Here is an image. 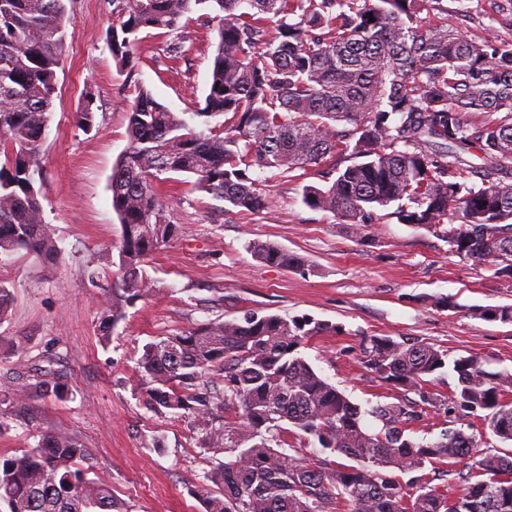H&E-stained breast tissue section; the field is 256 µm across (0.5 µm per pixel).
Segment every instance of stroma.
<instances>
[{"instance_id":"obj_1","label":"stroma","mask_w":512,"mask_h":512,"mask_svg":"<svg viewBox=\"0 0 512 512\" xmlns=\"http://www.w3.org/2000/svg\"><path fill=\"white\" fill-rule=\"evenodd\" d=\"M69 33L58 72L49 133L40 146L41 203L60 248L48 265L23 253L0 256V285L14 294L0 321V382L53 366L67 400L36 397L23 408L0 403V455L33 447L39 432H69L92 452L96 477L130 512H204L198 476L210 468L190 424L145 408L131 383L144 344L244 311L326 321L302 355L361 405L394 402L400 390L362 364L373 337L421 340L449 357L472 355L491 371H512V323L489 322L472 307L512 306V282L487 265L452 254L423 229L386 210L361 235L332 213L308 208L305 183L265 173L268 205L250 213L195 190L180 175L158 185L178 236L146 266L156 291L127 306L108 346L97 339L102 302L117 279L120 225L112 210V170L128 144L127 112L139 88L176 113L195 111L209 87L217 35L204 8L177 26L140 33L129 71L106 48V32L129 0H66ZM448 9L449 24L478 36L492 28L512 42V0H424L421 18ZM183 49L173 58V45ZM91 103L93 122L77 114ZM303 258L299 268L260 261L256 243ZM448 299L456 310L437 306Z\"/></svg>"}]
</instances>
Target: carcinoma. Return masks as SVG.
Segmentation results:
<instances>
[{
	"label": "carcinoma",
	"instance_id": "1",
	"mask_svg": "<svg viewBox=\"0 0 512 512\" xmlns=\"http://www.w3.org/2000/svg\"><path fill=\"white\" fill-rule=\"evenodd\" d=\"M420 0H131L107 34L112 56L135 66L145 29H170L201 6L218 43L203 107L205 128L145 88L128 110V145L112 171L120 223L119 287L106 295L98 340L109 343L124 307L156 291L143 265L178 233L157 193L161 174L247 212L267 207L251 174L334 175L303 187L302 201L360 235L376 210L424 229L449 251L512 281V43L472 39L447 19H418ZM65 0H0V255L21 251L47 264L59 248L44 222L39 151L67 38ZM374 21H369V18ZM224 117L218 126L210 119ZM477 150L481 163L466 155ZM477 178L480 184L472 179ZM461 213L463 223H454ZM284 268L301 257L253 245ZM512 323V306L475 307ZM336 327L306 317L248 312L209 320L146 343L136 360L139 394L151 411L188 418L201 449L224 459L199 477L206 512H512V456L486 452L454 497L422 471L473 457L476 435L448 427L428 441L412 425L426 408L470 417L512 442V372L474 356L389 337L369 340L363 364L379 381L419 400L352 402L301 355ZM449 368L451 401L426 390ZM11 403L66 397L53 372L0 387ZM381 423L370 429L364 417ZM316 443L351 464L291 455L290 440ZM91 452L66 433H40L17 456L0 455V503L8 512H128L112 486L89 477ZM413 475V492L398 475Z\"/></svg>",
	"mask_w": 512,
	"mask_h": 512
}]
</instances>
